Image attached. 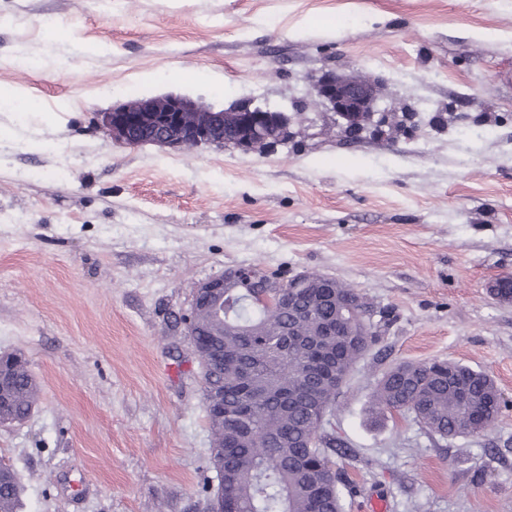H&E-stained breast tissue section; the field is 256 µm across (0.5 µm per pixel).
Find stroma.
Segmentation results:
<instances>
[{
	"instance_id": "35a3bbf8",
	"label": "stroma",
	"mask_w": 512,
	"mask_h": 512,
	"mask_svg": "<svg viewBox=\"0 0 512 512\" xmlns=\"http://www.w3.org/2000/svg\"><path fill=\"white\" fill-rule=\"evenodd\" d=\"M67 38L55 40V29ZM377 81L417 127L353 139L306 98ZM0 354L39 386L0 424L18 512H212L197 286L251 266L335 279L379 336L324 425L352 448L344 512H512V0H0ZM178 94L292 112L287 145L138 148L100 116ZM489 372L510 401L443 438L371 412L399 362Z\"/></svg>"
}]
</instances>
